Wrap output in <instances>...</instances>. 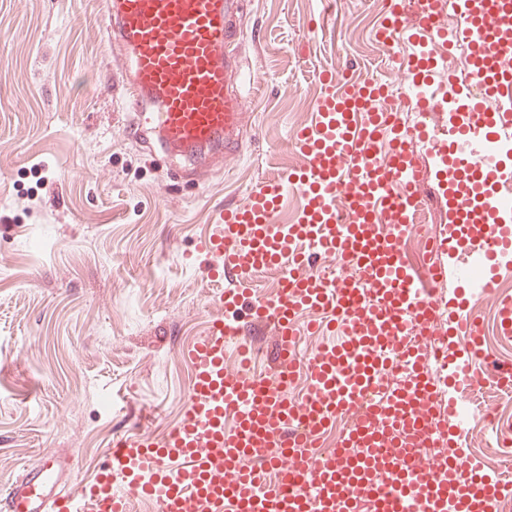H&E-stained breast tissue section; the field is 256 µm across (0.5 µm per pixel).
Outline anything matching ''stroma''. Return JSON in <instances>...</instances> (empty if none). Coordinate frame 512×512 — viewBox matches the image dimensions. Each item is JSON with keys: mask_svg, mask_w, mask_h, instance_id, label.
Returning a JSON list of instances; mask_svg holds the SVG:
<instances>
[{"mask_svg": "<svg viewBox=\"0 0 512 512\" xmlns=\"http://www.w3.org/2000/svg\"><path fill=\"white\" fill-rule=\"evenodd\" d=\"M377 0H245L237 15L241 144L187 181L132 130L124 50L101 0H0V484L53 453L96 474L114 435L181 417L184 344L217 293L189 261L218 213L291 159L317 75L382 68ZM428 227L448 197L419 155Z\"/></svg>", "mask_w": 512, "mask_h": 512, "instance_id": "stroma-1", "label": "stroma"}]
</instances>
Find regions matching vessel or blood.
Here are the masks:
<instances>
[{"label": "vessel or blood", "instance_id": "1", "mask_svg": "<svg viewBox=\"0 0 512 512\" xmlns=\"http://www.w3.org/2000/svg\"><path fill=\"white\" fill-rule=\"evenodd\" d=\"M242 0H105L111 38L127 51L122 82L150 111L154 149L194 178L203 161L239 145L242 99L232 17ZM390 0L375 37L411 79L400 92L371 79L319 76L311 123L292 136L301 167L263 181L245 203L225 206L197 249L219 284L222 312L183 350L191 370L183 419L161 437L123 435L89 480L68 459L45 455L0 489V512H491L506 483L462 453L464 429L452 390L481 388L489 351L483 324L464 303L442 308L449 262H464L477 237L480 262L500 271L512 258V181L503 155L512 142V0ZM465 46L472 74L458 96L440 95L436 60ZM448 115L438 131L434 113ZM449 150L448 223L435 236L417 288L402 240L423 205L415 145ZM304 204L294 223L277 218L289 191ZM284 273L275 298L254 277ZM247 307L250 323L272 327L277 369L253 370L255 346L224 310ZM305 328H297L300 317ZM337 332L336 342L299 359L302 332ZM453 339L435 362L430 341ZM234 351L237 369L225 368ZM303 368L308 391L284 387ZM346 418L334 447L327 430Z\"/></svg>", "mask_w": 512, "mask_h": 512}]
</instances>
